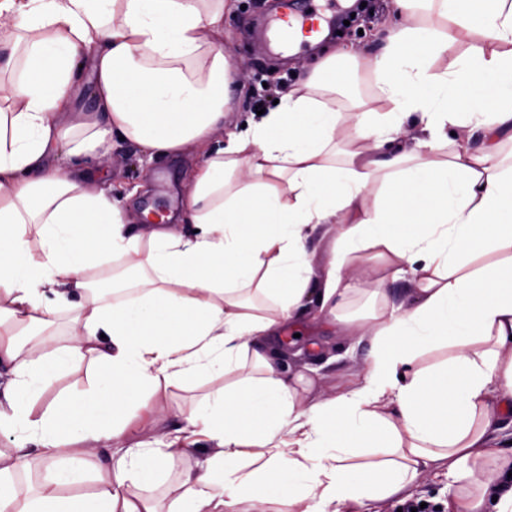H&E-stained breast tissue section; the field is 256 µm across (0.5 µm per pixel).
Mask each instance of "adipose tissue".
Segmentation results:
<instances>
[{
    "mask_svg": "<svg viewBox=\"0 0 512 512\" xmlns=\"http://www.w3.org/2000/svg\"><path fill=\"white\" fill-rule=\"evenodd\" d=\"M391 2L375 51L303 67L228 133L225 0H0V512H372L441 468L446 512H512L495 446L512 416V0ZM360 64L384 109L333 97ZM219 135L175 224L127 221L82 175L118 137L154 156ZM367 254L410 290L359 323L350 302L384 293ZM61 319L69 345L34 353ZM306 319L371 346L326 397L275 344ZM85 359L87 387L38 411ZM223 368L242 374L190 412L167 404L173 381ZM146 397L178 422L161 448L126 442ZM176 457L167 509L129 491ZM34 460L53 469L33 487Z\"/></svg>",
    "mask_w": 512,
    "mask_h": 512,
    "instance_id": "1",
    "label": "adipose tissue"
}]
</instances>
